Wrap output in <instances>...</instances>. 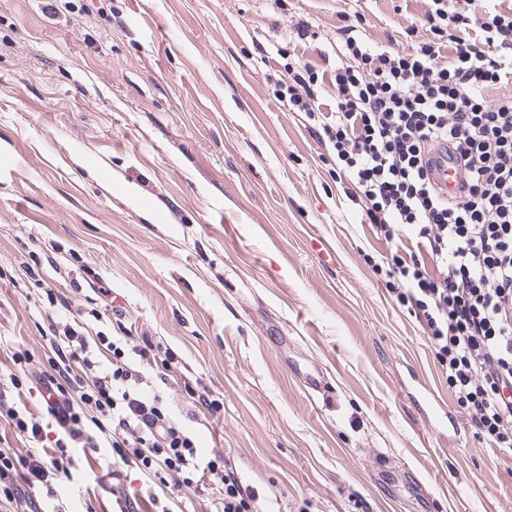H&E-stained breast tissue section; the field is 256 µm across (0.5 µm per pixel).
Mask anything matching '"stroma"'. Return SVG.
Masks as SVG:
<instances>
[{
	"label": "stroma",
	"instance_id": "35a3bbf8",
	"mask_svg": "<svg viewBox=\"0 0 512 512\" xmlns=\"http://www.w3.org/2000/svg\"><path fill=\"white\" fill-rule=\"evenodd\" d=\"M425 0H0V377L76 319L173 359L155 387L258 512H512V451L474 435L328 147L276 99L291 30L403 49ZM115 299L106 307L100 286ZM319 368L324 392L300 375ZM450 419L432 427L413 395ZM223 403L203 417L188 390Z\"/></svg>",
	"mask_w": 512,
	"mask_h": 512
}]
</instances>
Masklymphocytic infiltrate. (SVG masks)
Returning a JSON list of instances; mask_svg holds the SVG:
<instances>
[{"label":"lymphocytic infiltrate","instance_id":"lymphocytic-infiltrate-1","mask_svg":"<svg viewBox=\"0 0 512 512\" xmlns=\"http://www.w3.org/2000/svg\"><path fill=\"white\" fill-rule=\"evenodd\" d=\"M431 37L390 50L345 30L344 59L330 79L295 64L277 99L304 113L330 147L336 174L387 253L368 256L373 273L414 316L479 438L512 447V97L488 103L487 88L512 83V6L470 33L464 0H428ZM458 34L446 35L447 24ZM334 104L319 101L323 82ZM460 162L464 178L445 194L435 156ZM51 371L25 363L0 389V418L18 441L0 448V497L33 512L30 489L83 482L79 460L111 470L112 512H174L173 500L137 493L131 470L204 488L209 512H254L223 453H201L193 433L167 410L141 368L151 345L89 333L66 317L51 322ZM39 388L32 412L18 396Z\"/></svg>","mask_w":512,"mask_h":512}]
</instances>
